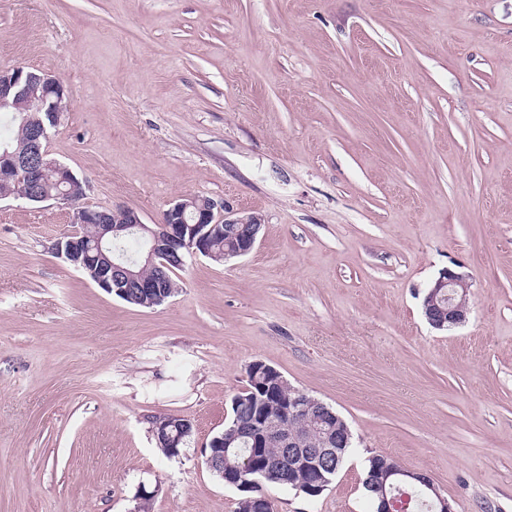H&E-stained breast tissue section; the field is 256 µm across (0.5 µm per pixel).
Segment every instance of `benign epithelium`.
Segmentation results:
<instances>
[{
  "instance_id": "1",
  "label": "benign epithelium",
  "mask_w": 512,
  "mask_h": 512,
  "mask_svg": "<svg viewBox=\"0 0 512 512\" xmlns=\"http://www.w3.org/2000/svg\"><path fill=\"white\" fill-rule=\"evenodd\" d=\"M34 103L44 118L29 129L25 147L17 151H0V200L16 198L13 186L25 187L24 199L39 203L50 199L72 202L85 194L86 181L72 169L50 157L47 142L53 130L69 111L65 88L60 79L48 74L27 71L20 67L0 69V109L18 110ZM53 181L57 193L48 197L42 187ZM70 223L73 230L61 234L52 244L53 252L76 270L88 276L93 283L109 294L139 297L142 306L152 308L167 297V273L172 267H182L187 256L211 255L210 238L224 225V234L231 242L224 250V261L247 255L254 248L262 225L257 214L244 215L207 197L184 196L174 200L163 214L162 222L150 226L143 222L138 210L131 207L112 209L81 208L73 212ZM97 225L94 244L79 235V227ZM133 235L140 239L141 259L145 266L161 270L147 277L135 271L122 257H110L112 241ZM468 277L452 269H444L432 282L427 292L424 315L435 329H444L465 321L469 312L465 302L469 292ZM304 410L313 412L319 426L306 437H296L288 421ZM283 423L272 438L282 448L276 461L265 460L263 466L252 465L250 470L234 471L228 482L240 491L254 496L238 502V512H273V504L264 493L261 475L266 470L284 474L303 471L312 483L321 482L323 473L339 459L338 451L351 439L348 427L340 425V418L322 401L305 393L283 403ZM207 468L224 475V448L222 438L213 437L205 454ZM382 484L401 482L420 488L430 498L437 512H453L434 480L427 474L396 467L385 459L377 461Z\"/></svg>"
}]
</instances>
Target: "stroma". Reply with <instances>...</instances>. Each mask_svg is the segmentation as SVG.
Masks as SVG:
<instances>
[{
	"label": "stroma",
	"instance_id": "stroma-1",
	"mask_svg": "<svg viewBox=\"0 0 512 512\" xmlns=\"http://www.w3.org/2000/svg\"><path fill=\"white\" fill-rule=\"evenodd\" d=\"M59 77L79 205L203 196L253 251L143 308L53 254L76 206L0 200V512H237L202 451L260 361L356 446L316 497L367 512L381 454L454 512H512V0H0V67ZM465 322L422 312L444 268ZM191 420L166 456L153 419ZM177 420H178L177 417L172 416V415H168V416L160 417L159 419L155 420V422H154V424H155V429L154 430H155L157 444L159 445V447L161 448L163 453L166 456H169V457H171V455H170V451H169L168 445L170 446V448L174 449V453L172 454V457L173 456H179L180 453H181V450L179 449L180 448L179 445L180 444H186V441L184 440V438L186 436L192 434L193 424L188 419H184L185 420V425L183 426L184 427V434H182L181 436H176V437L172 438L169 441L168 445L162 439L158 438V436H157V425L158 424L169 425L168 426V429H169V428H171L173 426L172 423L174 421H177Z\"/></svg>",
	"mask_w": 512,
	"mask_h": 512
}]
</instances>
